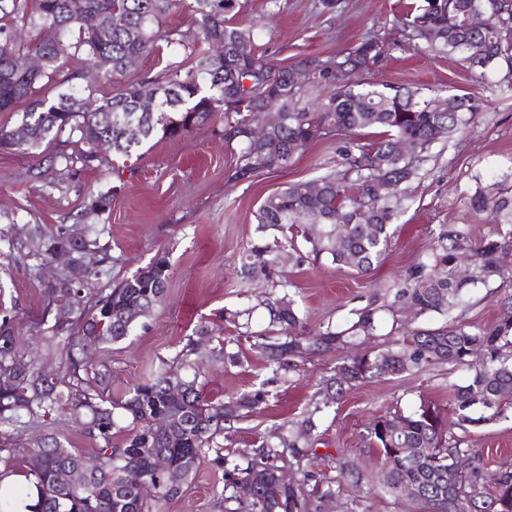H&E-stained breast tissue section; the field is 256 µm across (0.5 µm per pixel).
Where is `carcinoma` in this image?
<instances>
[{
	"mask_svg": "<svg viewBox=\"0 0 512 512\" xmlns=\"http://www.w3.org/2000/svg\"><path fill=\"white\" fill-rule=\"evenodd\" d=\"M175 6L189 13L198 30L196 39L178 41L192 56V66L173 62L164 84L127 85L103 99L94 112L83 108L85 93L96 88L91 81L54 98L37 95V84L59 70L63 39L75 38L74 52L92 66L97 58L109 57L112 73L120 74L128 57L159 50L163 19ZM239 9L240 0H36L32 10L29 0H0V112L26 104L14 125L0 127V149L25 153L67 131L87 146L84 160L94 157L102 141L111 143L112 152L129 156L158 132L181 137L219 116L224 119V141L239 148L233 177L240 180L253 173L248 127L256 108L273 104L281 114L264 144L268 169L288 168L327 132L381 128L384 137L371 144L345 141L336 146L342 162L336 171L319 178L321 193L311 196L307 184L296 182L268 195L256 212L257 228L277 231L283 240L275 237L253 246L241 266L245 278L266 277L287 246L301 262L329 259L367 273L386 252L393 225L429 150L470 122L476 112L473 99L450 94L440 100L437 111L433 100L418 91L360 81L359 75L386 53L373 35L326 59L299 56L283 67L257 54L241 60L237 43L253 41L255 33L233 23ZM487 12L500 13L507 26H484L481 15ZM395 27L419 50L453 57L468 71L483 75L504 62L512 73V0H420L395 18ZM29 54L43 60L41 72L15 70L14 61ZM217 56L224 58L222 69L212 67ZM307 62L314 64L311 78L298 86L293 70ZM247 80L252 82L249 87ZM142 99L155 101L154 111H138ZM402 141L415 146L413 155L400 156L397 145ZM383 182L395 185L393 195L377 192ZM467 206L474 216L493 224H512V197L496 188L477 189L467 196ZM431 234V251L402 281L388 287L389 300L354 311L355 319L347 328L328 325L309 336L298 334L301 318L296 301L282 285L283 294L268 303L270 322L279 326V335L264 336L257 343L274 380L295 370L296 359L340 350L360 336L376 335L379 312L392 313L398 304L413 308L419 316L436 313L446 323L416 327L393 346L340 358L332 374L320 381L313 409L241 453L239 462L224 457V441L230 439L225 423L243 417L263 400L264 392L214 401L204 394L197 378L175 379L179 372L165 361L118 401L106 395L109 371L94 372V384L84 377L93 369L88 348L125 339L133 331L128 310L137 309L141 317L162 302L169 278L166 256H156L105 291L91 287L107 275L103 267L107 247L98 240L76 238L66 227L31 236V255L46 260L67 249L75 261L50 285L52 297L44 316L55 307L79 316L75 324L56 317L45 335L36 337L59 356L56 375L47 373L36 358L21 354L11 319H0V436L69 414L87 418L84 433L95 443L91 456L66 447L54 436L33 443L25 472L27 484L38 492L33 512H164L167 502L195 477L201 460L211 453L228 475L215 495L237 503L225 512H311L332 500L341 501L343 512H367L369 497L400 501L407 498L409 485L416 488L410 501L419 512H512V464L490 467L480 449L446 429L449 422L466 431L512 413V304L489 327L464 325L453 316L469 288L486 287L504 274L512 240H485L473 246L464 231L446 224ZM199 343L188 340L174 363L199 373L201 362L195 359ZM437 364L468 367L473 373L466 384L453 385L446 414L422 403L408 414L395 409L369 423L367 438L378 454L382 482L368 484L366 461L340 450L332 458L334 476L319 480L305 468L303 460L317 427L315 417L339 405L347 389ZM117 409L124 412L132 434L114 446ZM167 413L180 417L169 431H156L154 420ZM158 455L167 459V470L155 468ZM288 455L295 460L300 478L287 487L278 480V462ZM459 458L467 459L468 467L450 485L448 467ZM243 482L255 488L249 500L237 496L236 485ZM347 485L358 495L343 501Z\"/></svg>",
	"mask_w": 512,
	"mask_h": 512,
	"instance_id": "cac0c4a2",
	"label": "carcinoma"
}]
</instances>
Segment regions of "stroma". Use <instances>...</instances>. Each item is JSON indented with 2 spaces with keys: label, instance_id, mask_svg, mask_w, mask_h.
Here are the masks:
<instances>
[{
  "label": "stroma",
  "instance_id": "stroma-1",
  "mask_svg": "<svg viewBox=\"0 0 512 512\" xmlns=\"http://www.w3.org/2000/svg\"><path fill=\"white\" fill-rule=\"evenodd\" d=\"M408 0H241L234 21L256 27L253 49L276 65L300 55L327 58L349 51L367 33L378 34L387 55L364 81L404 85L425 96L451 93L471 96L478 107L470 124L447 142L434 146L423 175L410 188V201L394 226V238L382 261L365 274L330 262L297 264L283 252L269 277L244 282L242 260L261 235L256 211L270 193L292 182H311L336 169L335 135L313 141L288 169H265L234 181L230 175L237 153L224 141V124L212 120L179 138L154 135L132 156L101 153L79 162L83 150L68 134L20 153L0 150V317L13 320L15 335L30 338L42 328L48 284L65 266L61 260L30 256L25 245L31 228L66 226L75 232L101 230L110 247L107 277L100 287L130 277L160 253L166 254L169 278L162 303L146 318L137 319L130 336L91 352L94 363L112 371L108 392L122 399L132 383L147 379L161 360L172 359L208 326L202 340L205 394L218 401L264 390L262 403L235 421L224 454L232 458L251 450L259 438L279 425L305 415L319 381L330 375L340 358L328 352L302 362L286 380L272 381L265 359L254 345L269 328L263 301L288 285L307 329L344 324L353 310L382 298L386 286L403 278L433 245L432 228L441 224L466 228L472 242L501 240L512 226L475 219L463 196L476 188L502 183L512 186V91L499 85L511 72L506 67L473 75L447 56H428L410 46L393 24ZM182 46H164L160 54L140 58L122 75L98 80L101 93L145 80H159L171 61L185 60ZM72 163H65V156ZM113 192L110 208L94 213L93 195ZM512 296V271L489 286L469 293L460 318L470 326L493 325L500 302ZM250 309L251 323L234 324L235 312ZM237 339L239 359L220 364L210 358L216 339ZM469 374L437 365L415 375H395L367 381L348 390L341 403L318 420L315 469L330 476L331 456L343 450L368 459L376 475L375 455L366 426L386 410L407 412L420 401L447 409L450 387L465 383ZM470 445L482 449L490 465L512 459V417L468 429ZM224 484V470L201 461L195 478L166 505V512H224L214 491Z\"/></svg>",
  "mask_w": 512,
  "mask_h": 512
}]
</instances>
